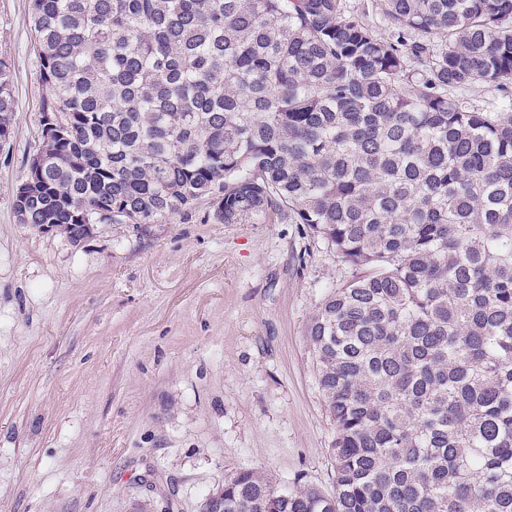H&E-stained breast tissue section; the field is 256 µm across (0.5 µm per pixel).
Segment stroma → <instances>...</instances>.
<instances>
[{"mask_svg": "<svg viewBox=\"0 0 512 512\" xmlns=\"http://www.w3.org/2000/svg\"><path fill=\"white\" fill-rule=\"evenodd\" d=\"M30 15L0 0V512H204L242 469L332 493L307 331L352 268L304 225L218 224L206 199L77 242L19 223L47 93ZM14 107L11 69L0 60V138L6 136L8 127L13 125Z\"/></svg>", "mask_w": 512, "mask_h": 512, "instance_id": "stroma-1", "label": "stroma"}]
</instances>
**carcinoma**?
<instances>
[{
	"mask_svg": "<svg viewBox=\"0 0 512 512\" xmlns=\"http://www.w3.org/2000/svg\"><path fill=\"white\" fill-rule=\"evenodd\" d=\"M32 0L48 93L21 224L289 220L356 275L309 342L331 494L253 470L213 512H512V0ZM0 60V137L13 125ZM381 0H345L346 10L358 17L365 24L373 27L382 36L388 37L391 33L381 9ZM452 96L469 109L494 112L500 103V93L490 85L477 84L452 92Z\"/></svg>",
	"mask_w": 512,
	"mask_h": 512,
	"instance_id": "carcinoma-1",
	"label": "carcinoma"
}]
</instances>
